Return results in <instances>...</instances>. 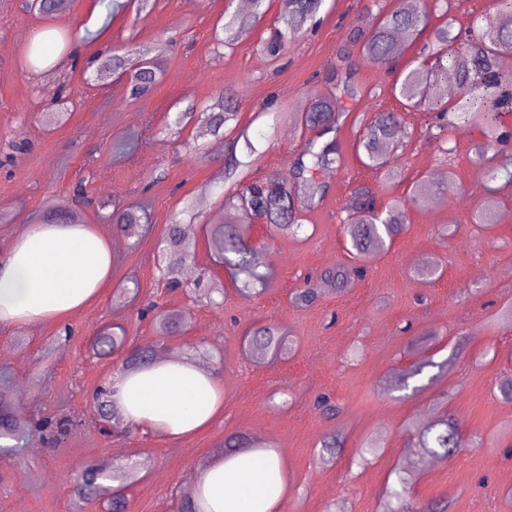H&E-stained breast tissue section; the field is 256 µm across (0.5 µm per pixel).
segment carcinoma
<instances>
[{
    "label": "carcinoma",
    "instance_id": "cac0c4a2",
    "mask_svg": "<svg viewBox=\"0 0 512 512\" xmlns=\"http://www.w3.org/2000/svg\"><path fill=\"white\" fill-rule=\"evenodd\" d=\"M107 14L115 10L134 7L136 14L152 6V0H100ZM325 0H288V14L283 18L284 28L276 29L263 43L262 50L276 58L288 41L306 32V25L315 21ZM493 11L476 16L465 35L453 33V22L444 21L435 27L428 42L431 53L424 59H416L405 67L391 85V93L401 107L408 112H434L437 114L436 137L445 135L449 128L464 123L480 129L483 139L474 145L473 160L484 166L489 181H503L502 187H512V158L504 157L494 150L496 143L505 138L507 132L499 121L503 114L512 112V75L504 73L498 66V57L512 49V0H494ZM265 0H251V11L235 14L215 28L218 41L234 46L253 30L264 18ZM67 0H39L32 8L43 18H53L66 10ZM431 10L428 7L416 10L398 8L386 11L378 9L375 22L369 27L355 26L352 43L359 48L360 55L369 64L390 66L401 54V46L393 39L399 32L408 40L415 41L428 29ZM58 42L56 34L45 29L33 39L27 51L31 66L44 62ZM97 65L94 75L104 82L114 75L131 74L127 83L129 97L133 101L147 98L157 87L163 73L162 55L150 52L131 54L114 49L95 57ZM334 90L321 93L313 91L310 105L302 121L311 127L321 128V135L336 132L344 114L343 102L355 100L367 93V89L355 82L352 64H347L341 78L331 77ZM458 89L455 99H448V82ZM238 122V108L234 95L220 93L210 100L198 103L190 101L177 112L176 124L180 128L193 126L203 128L213 136L224 134L230 124ZM402 135L401 124L396 122V113L378 112L364 125L356 142V150L362 163L370 168L382 169L390 163V151ZM244 141L245 157L250 158L257 149L246 130L227 143L224 157V181L236 188L235 202L230 209L212 219L206 225V238L210 255L218 265L224 267L231 281H242L251 288L262 289L272 281V271L264 260L266 245L252 244L253 224L257 220L266 224L270 236H294L299 229L297 214L313 207L325 196L326 188L317 179V173L338 168L342 155L335 139L319 143L307 142L292 165L291 174L285 179L265 182H248L244 168L248 162L238 157L239 141ZM499 188L487 187L483 200L475 209L474 222L489 224L495 215V196ZM430 183L417 181L404 200L395 201L386 214L376 210L374 198L364 189H359L346 209V235L351 249L364 257L386 249L387 243L403 230L408 204L421 205L429 200ZM113 228L128 239H137L143 231L146 207L128 205L113 207L109 215ZM183 219L175 216L167 225L165 235L166 259L161 275L171 288L185 286L183 271L186 263L194 257L195 243L186 238L181 227ZM362 266H336L325 270L321 278L339 289L362 277ZM157 330L162 335H172L185 326L180 309L159 312L155 316ZM247 351L262 358L278 357L291 350L285 335L274 324L249 329ZM127 336L117 333L114 327L105 326L96 333L92 351L96 355L116 352L126 346ZM156 358L154 346L135 347L128 351L121 364V371L131 372L151 365ZM427 366H436L432 361L419 362L394 375L396 388L408 387L409 379L421 374ZM100 410L112 409L113 425L121 428L124 419L120 410L109 400V389L99 388L93 395ZM71 423L68 418H48L37 425V429L49 440L55 441L64 434ZM32 429L17 414H11L0 404V438L20 440ZM410 433L408 450L411 455L423 460L427 457L449 458L459 449L474 445V439L463 435L458 419L445 413L431 423L419 428L407 426ZM265 440L244 433L232 434L216 451V455L232 457L247 448H268ZM343 441L336 435L326 437L321 443L320 456L325 460L336 458ZM86 477L76 489L81 500L93 497L109 503L111 512H125L126 498L117 493L121 486H112L109 467L92 463L85 469ZM450 504L409 505L403 493L393 491L381 499V512H449Z\"/></svg>",
    "mask_w": 512,
    "mask_h": 512
}]
</instances>
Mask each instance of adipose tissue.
<instances>
[{"mask_svg": "<svg viewBox=\"0 0 512 512\" xmlns=\"http://www.w3.org/2000/svg\"><path fill=\"white\" fill-rule=\"evenodd\" d=\"M109 242L89 224H32L0 253V326L65 319L108 288ZM128 427L165 436L206 429L222 408L219 379L194 363L157 364L112 381ZM286 478L276 450L210 464L195 480L197 512H280Z\"/></svg>", "mask_w": 512, "mask_h": 512, "instance_id": "adipose-tissue-1", "label": "adipose tissue"}]
</instances>
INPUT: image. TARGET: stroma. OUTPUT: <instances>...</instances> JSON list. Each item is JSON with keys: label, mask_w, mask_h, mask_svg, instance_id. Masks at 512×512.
I'll return each instance as SVG.
<instances>
[{"label": "stroma", "mask_w": 512, "mask_h": 512, "mask_svg": "<svg viewBox=\"0 0 512 512\" xmlns=\"http://www.w3.org/2000/svg\"><path fill=\"white\" fill-rule=\"evenodd\" d=\"M367 3L325 0L318 27L274 60L258 44L281 27L282 0H266L262 22L232 50L217 43L214 31L221 16L240 12L239 0H156L144 17L130 9L109 17L99 0H72L55 25L84 60L112 47L167 45L159 85L134 102L124 81L88 80L64 52L28 67L25 49L48 22L25 12L21 0H0V252L42 221L48 201L57 198L69 200L82 223L114 244L112 284L100 297L62 323L0 327V394L28 417L72 419L58 445L32 431L14 454H0V512H106L102 501L80 505L74 495L78 476L93 462L133 470L127 512H179L201 460L211 459L225 436L251 429L277 448L287 472L281 512H328L337 502L347 512H377L389 474L405 457L406 423H428L447 406L482 445L414 469L412 497L450 502L451 512H512V402L496 388L500 377L512 376V325L494 318L512 300V189L498 194L494 223H473L487 182L473 160L482 135L471 126L450 128L452 153L443 155L429 138L431 117L422 112H401L407 135L391 160L397 176L360 162L361 118L401 111L390 93L392 75L361 61L349 44L353 26L375 19ZM344 51L373 94L341 121L335 137L342 166L322 173L327 194L303 212L297 236L268 238L265 224L256 222L254 239L268 245L274 280L262 294H240L205 243V224L231 193L224 154L206 132L177 129L176 113L188 101L234 93L238 125L259 151L249 178L288 176L316 136L301 121L309 89L331 75ZM58 90L67 119L53 125L43 115ZM423 178L433 187V203L409 205L406 227L392 244L358 260L364 276L343 291L322 281L325 269L356 261L340 222L352 192L367 187L382 209ZM80 184L83 200L73 194ZM107 202L146 205L150 226L138 242L105 221ZM188 202L197 248L187 266L223 281L216 304L189 290L169 291L160 276L165 227ZM428 260L438 263L437 274H420ZM306 286L316 288L315 303L295 306L292 294ZM151 302L186 310L183 332L161 337L151 319H138V309ZM268 322L292 336L296 348L287 358L258 362L245 356L242 336ZM116 323L129 344L155 346L217 375L224 405L206 430L169 438L130 429L109 440L98 432L89 398L117 375L123 356L93 355L89 343ZM425 331L438 334L432 366L415 378V390L393 389L388 372L416 362L408 347ZM446 361L454 371L443 375L438 366ZM322 393L340 406L336 419L317 410ZM333 432L346 445L327 462L318 449ZM373 436L381 452L359 465L357 451Z\"/></svg>", "instance_id": "1"}]
</instances>
